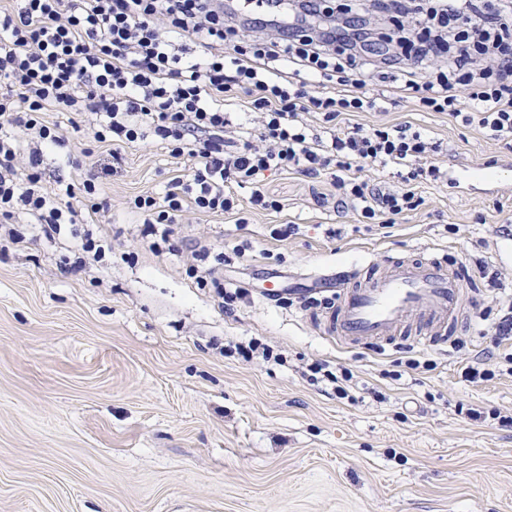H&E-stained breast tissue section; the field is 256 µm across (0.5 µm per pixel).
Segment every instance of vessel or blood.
Instances as JSON below:
<instances>
[{
	"mask_svg": "<svg viewBox=\"0 0 512 512\" xmlns=\"http://www.w3.org/2000/svg\"><path fill=\"white\" fill-rule=\"evenodd\" d=\"M264 7L284 21L289 17L284 0H226V9L248 13ZM317 282L332 286L337 299L326 310L325 334L352 347L366 348L396 336L404 314L419 322L417 343L434 346L450 340L464 322L460 298V269L432 254L415 258L391 257L379 275L362 269L320 274Z\"/></svg>",
	"mask_w": 512,
	"mask_h": 512,
	"instance_id": "b4317fda",
	"label": "vessel or blood"
}]
</instances>
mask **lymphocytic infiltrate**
<instances>
[{"label":"lymphocytic infiltrate","instance_id":"lymphocytic-infiltrate-1","mask_svg":"<svg viewBox=\"0 0 512 512\" xmlns=\"http://www.w3.org/2000/svg\"><path fill=\"white\" fill-rule=\"evenodd\" d=\"M297 4V24L272 28L258 17L230 22L216 0H0V219L21 212L54 230L93 222L127 148L150 139L189 162L164 195L128 201L153 250L185 214L237 213L246 186L252 205L280 211L258 184L290 171L314 179L335 169L336 191L315 194L319 207L394 223L422 205L417 188L439 170L436 143L410 124H345L380 111L366 78L388 70L418 111L512 138V0H380L393 30L378 35L352 8ZM337 12L339 28L326 22ZM242 96L254 123L246 136L228 113ZM48 112L85 122L105 159L74 162L75 179H48L44 157L65 141ZM388 164L402 168L398 187L361 175ZM191 253L187 274L222 290L233 312L223 254L198 243Z\"/></svg>","mask_w":512,"mask_h":512}]
</instances>
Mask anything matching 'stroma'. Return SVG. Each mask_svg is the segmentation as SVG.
I'll use <instances>...</instances> for the list:
<instances>
[{"label": "stroma", "instance_id": "35a3bbf8", "mask_svg": "<svg viewBox=\"0 0 512 512\" xmlns=\"http://www.w3.org/2000/svg\"><path fill=\"white\" fill-rule=\"evenodd\" d=\"M356 120L406 122L439 145L423 205L385 227L319 208L307 178L288 173L263 181L283 211L242 189L240 217L186 215L174 251L154 254L127 201L164 194L188 163L152 141L108 179L95 224L48 237L18 217L25 247H0V512H512V430L457 412L512 413V375L461 377L502 354L486 329L496 298L512 297V259L497 252L512 229V169L464 193L446 176L452 162L485 174L512 146L395 94ZM283 224L295 233L275 239ZM89 232L111 253L61 275ZM197 240L223 249L226 286L245 292L234 313L187 277ZM422 253L467 270L463 349L422 347L411 319L408 335L368 349L322 334L327 295L308 302L310 275ZM273 275L287 276L289 299L266 297ZM254 338L281 361L234 353ZM315 361L352 370L354 402L306 381Z\"/></svg>", "mask_w": 512, "mask_h": 512}]
</instances>
